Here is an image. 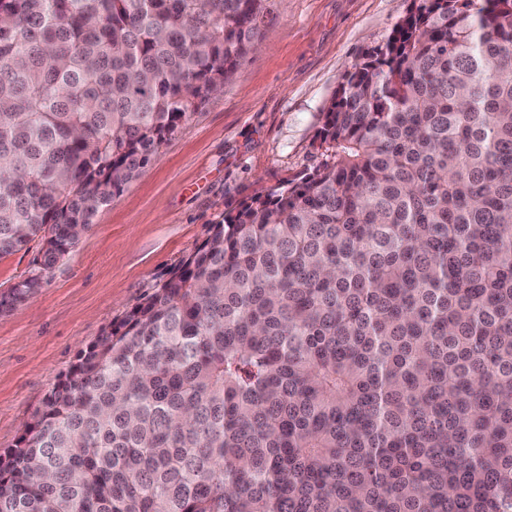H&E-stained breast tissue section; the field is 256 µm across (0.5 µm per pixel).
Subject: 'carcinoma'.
<instances>
[{"label": "carcinoma", "mask_w": 512, "mask_h": 512, "mask_svg": "<svg viewBox=\"0 0 512 512\" xmlns=\"http://www.w3.org/2000/svg\"><path fill=\"white\" fill-rule=\"evenodd\" d=\"M271 2L0 0V258L69 254ZM319 150L79 352L0 512H512V0H412Z\"/></svg>", "instance_id": "carcinoma-1"}]
</instances>
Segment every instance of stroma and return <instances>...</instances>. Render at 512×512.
<instances>
[{
	"mask_svg": "<svg viewBox=\"0 0 512 512\" xmlns=\"http://www.w3.org/2000/svg\"><path fill=\"white\" fill-rule=\"evenodd\" d=\"M412 0H274L259 45L94 218L25 302L0 312V451L78 352L152 294L254 196L321 160L324 114L352 66L386 45ZM34 240L0 258V293L40 273Z\"/></svg>",
	"mask_w": 512,
	"mask_h": 512,
	"instance_id": "obj_1",
	"label": "stroma"
}]
</instances>
